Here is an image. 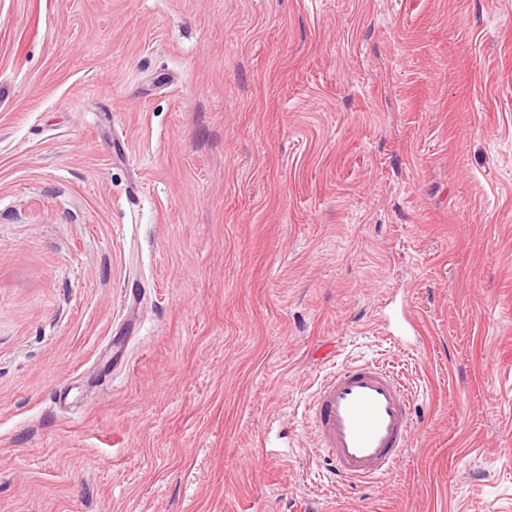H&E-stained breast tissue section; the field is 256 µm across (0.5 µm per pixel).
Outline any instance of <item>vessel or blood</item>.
Listing matches in <instances>:
<instances>
[{
    "label": "vessel or blood",
    "instance_id": "1",
    "mask_svg": "<svg viewBox=\"0 0 512 512\" xmlns=\"http://www.w3.org/2000/svg\"><path fill=\"white\" fill-rule=\"evenodd\" d=\"M328 482L368 484L390 474L412 436V400L397 374L379 361H352L331 371L309 407Z\"/></svg>",
    "mask_w": 512,
    "mask_h": 512
}]
</instances>
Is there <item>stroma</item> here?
Instances as JSON below:
<instances>
[{
	"instance_id": "35a3bbf8",
	"label": "stroma",
	"mask_w": 512,
	"mask_h": 512,
	"mask_svg": "<svg viewBox=\"0 0 512 512\" xmlns=\"http://www.w3.org/2000/svg\"><path fill=\"white\" fill-rule=\"evenodd\" d=\"M0 512H512V0H0ZM308 424L328 482L368 484L390 474L412 436V400L397 374L380 361H352L318 385Z\"/></svg>"
}]
</instances>
